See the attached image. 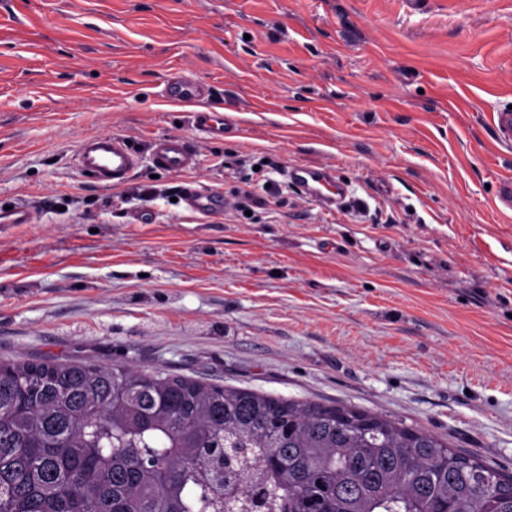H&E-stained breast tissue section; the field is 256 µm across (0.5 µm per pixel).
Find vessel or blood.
I'll use <instances>...</instances> for the list:
<instances>
[{"mask_svg": "<svg viewBox=\"0 0 512 512\" xmlns=\"http://www.w3.org/2000/svg\"><path fill=\"white\" fill-rule=\"evenodd\" d=\"M202 85L195 79L181 76L168 84V99L185 104L201 101ZM226 124L224 114L199 111L195 114V128L199 132L217 135ZM77 167L106 187L124 185L140 164V157L116 134H97L85 137L76 154ZM150 160L154 166L172 173H183L198 165L196 153L190 150L184 137L167 135L155 138L151 145ZM288 177L305 192L323 198L329 204H339L343 195L335 180L325 169L308 165L292 166ZM183 201L192 210L208 213L221 209L224 196L218 191L187 190Z\"/></svg>", "mask_w": 512, "mask_h": 512, "instance_id": "1", "label": "vessel or blood"}]
</instances>
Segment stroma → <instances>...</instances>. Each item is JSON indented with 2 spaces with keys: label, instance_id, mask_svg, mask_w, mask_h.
Instances as JSON below:
<instances>
[{
  "label": "stroma",
  "instance_id": "obj_1",
  "mask_svg": "<svg viewBox=\"0 0 512 512\" xmlns=\"http://www.w3.org/2000/svg\"><path fill=\"white\" fill-rule=\"evenodd\" d=\"M174 72L222 136L167 102ZM511 107L512 0H0V203L34 212L0 232V360L351 404L512 471ZM104 133L141 158L125 185L75 165ZM167 134L195 170L156 172ZM253 183L276 202L245 214ZM226 117L219 112H195V128L201 133L217 135L224 132ZM327 171L328 168L324 167L295 165L287 170V175L305 192L323 199L330 205L341 204L344 196L336 185V181L326 174ZM187 207L201 213H208L224 207V195L219 191L188 189L183 197Z\"/></svg>",
  "mask_w": 512,
  "mask_h": 512
}]
</instances>
